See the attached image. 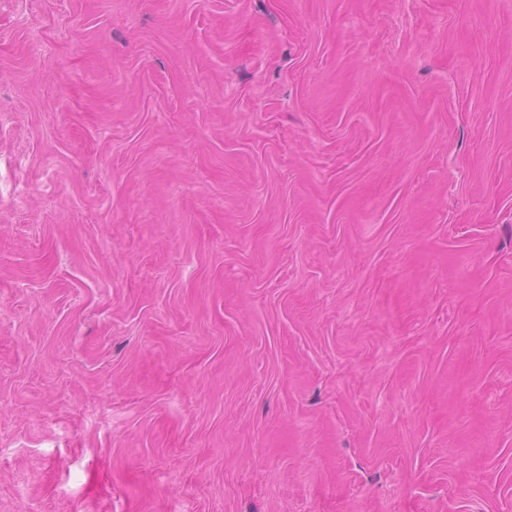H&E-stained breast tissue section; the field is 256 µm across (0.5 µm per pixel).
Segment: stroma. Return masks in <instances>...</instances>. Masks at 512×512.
<instances>
[{"mask_svg": "<svg viewBox=\"0 0 512 512\" xmlns=\"http://www.w3.org/2000/svg\"><path fill=\"white\" fill-rule=\"evenodd\" d=\"M0 512H512V0H0Z\"/></svg>", "mask_w": 512, "mask_h": 512, "instance_id": "obj_1", "label": "stroma"}]
</instances>
